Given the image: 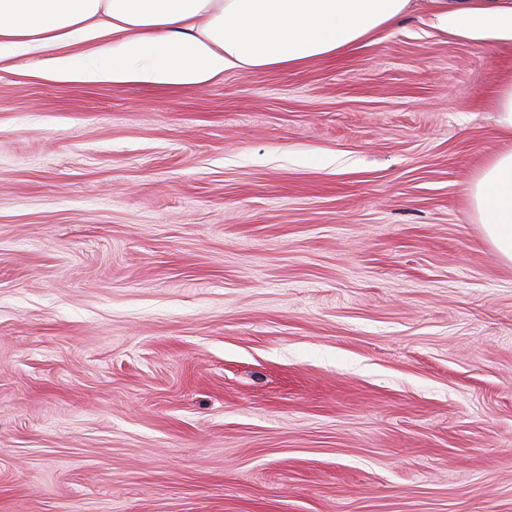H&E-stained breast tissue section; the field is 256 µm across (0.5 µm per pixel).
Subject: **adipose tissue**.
<instances>
[{
	"mask_svg": "<svg viewBox=\"0 0 512 512\" xmlns=\"http://www.w3.org/2000/svg\"><path fill=\"white\" fill-rule=\"evenodd\" d=\"M413 0H0V54L44 53L42 75L73 83L199 88L224 72L301 65L391 27ZM437 26L512 40V0H429ZM467 195L512 262V150Z\"/></svg>",
	"mask_w": 512,
	"mask_h": 512,
	"instance_id": "1",
	"label": "adipose tissue"
}]
</instances>
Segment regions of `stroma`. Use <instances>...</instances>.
I'll list each match as a JSON object with an SVG mask.
<instances>
[{
  "instance_id": "1",
  "label": "stroma",
  "mask_w": 512,
  "mask_h": 512,
  "mask_svg": "<svg viewBox=\"0 0 512 512\" xmlns=\"http://www.w3.org/2000/svg\"><path fill=\"white\" fill-rule=\"evenodd\" d=\"M0 69V512H512V41L409 14L197 89ZM495 110L497 124L501 130L512 134V80L501 87L496 99ZM467 195L491 244L512 262V150L491 159L468 185Z\"/></svg>"
}]
</instances>
